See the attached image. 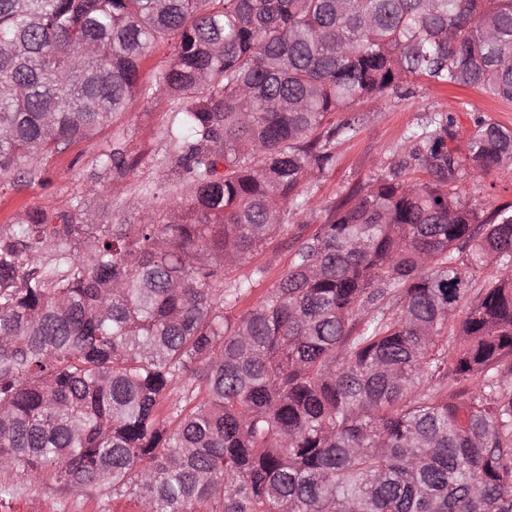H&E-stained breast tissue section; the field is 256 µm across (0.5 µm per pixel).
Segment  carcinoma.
<instances>
[{
    "mask_svg": "<svg viewBox=\"0 0 512 512\" xmlns=\"http://www.w3.org/2000/svg\"><path fill=\"white\" fill-rule=\"evenodd\" d=\"M422 80L512 101V0H0L1 175L27 158L20 180L41 178L157 91L181 101L186 174L167 224L36 208L0 227V470L140 512H512V205L452 190L512 165V130L477 119L462 161L435 113L263 301L224 312L248 291L225 271L361 128L327 116ZM176 39L169 38L165 42L155 44L146 56L142 59L140 65V82L150 84L155 76L163 69L167 68L173 60V51Z\"/></svg>",
    "mask_w": 512,
    "mask_h": 512,
    "instance_id": "1",
    "label": "carcinoma"
}]
</instances>
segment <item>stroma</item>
Masks as SVG:
<instances>
[{
	"label": "stroma",
	"instance_id": "stroma-1",
	"mask_svg": "<svg viewBox=\"0 0 512 512\" xmlns=\"http://www.w3.org/2000/svg\"><path fill=\"white\" fill-rule=\"evenodd\" d=\"M180 106L164 93L134 98L101 133L72 144L46 166L41 179L14 183L4 175L0 188V227L15 223L27 210L95 212L105 224H136L142 205L152 206L160 223H168L169 189L176 178L168 133L177 124ZM362 119L359 134L338 141L335 164L302 186L301 208L287 210V234L267 242L248 260L233 268L226 282L244 281L247 293L239 298L242 313L262 300L285 273L297 239L311 235L328 210L354 186L387 174L404 153L411 130L423 127L432 113L452 114L457 137L453 146L467 156L477 118H487L512 130V103L497 101L484 92L437 83H414L408 95L367 101L356 108ZM120 147L134 165L125 173H105L104 153ZM461 199L482 210L512 203V166L502 165L489 176L463 171L457 183ZM0 486L11 488V500L35 504L38 512H138L128 496L79 498L61 491L55 482L27 476L23 469L0 471Z\"/></svg>",
	"mask_w": 512,
	"mask_h": 512
}]
</instances>
